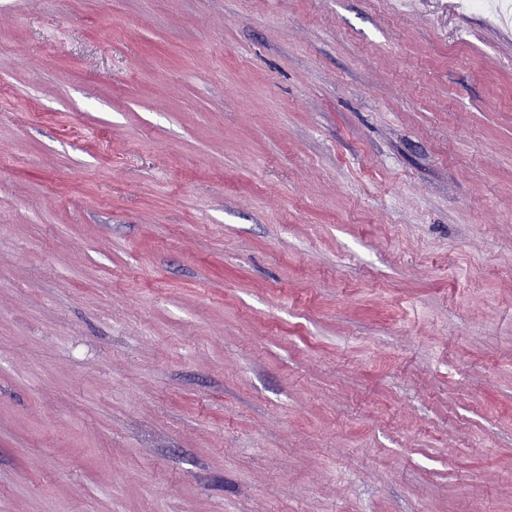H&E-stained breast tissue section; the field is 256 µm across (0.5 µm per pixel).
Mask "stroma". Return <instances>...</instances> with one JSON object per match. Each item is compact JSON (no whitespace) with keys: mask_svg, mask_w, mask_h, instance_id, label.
<instances>
[{"mask_svg":"<svg viewBox=\"0 0 512 512\" xmlns=\"http://www.w3.org/2000/svg\"><path fill=\"white\" fill-rule=\"evenodd\" d=\"M0 512H512V17L0 0Z\"/></svg>","mask_w":512,"mask_h":512,"instance_id":"35a3bbf8","label":"stroma"}]
</instances>
